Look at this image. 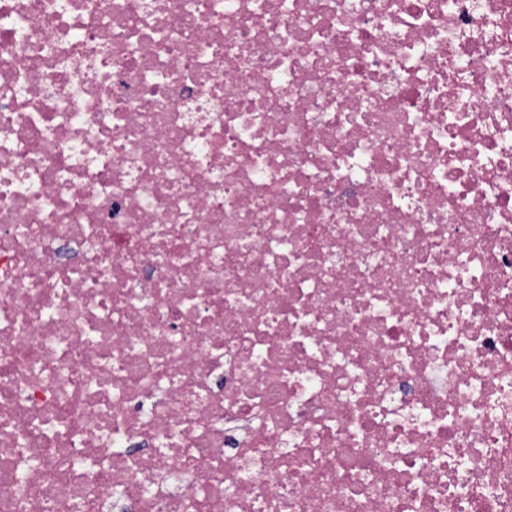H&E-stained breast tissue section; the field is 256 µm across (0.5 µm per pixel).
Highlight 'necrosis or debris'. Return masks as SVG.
Instances as JSON below:
<instances>
[{
    "label": "necrosis or debris",
    "instance_id": "4bbe7bcc",
    "mask_svg": "<svg viewBox=\"0 0 512 512\" xmlns=\"http://www.w3.org/2000/svg\"><path fill=\"white\" fill-rule=\"evenodd\" d=\"M0 512H512V0H0Z\"/></svg>",
    "mask_w": 512,
    "mask_h": 512
}]
</instances>
